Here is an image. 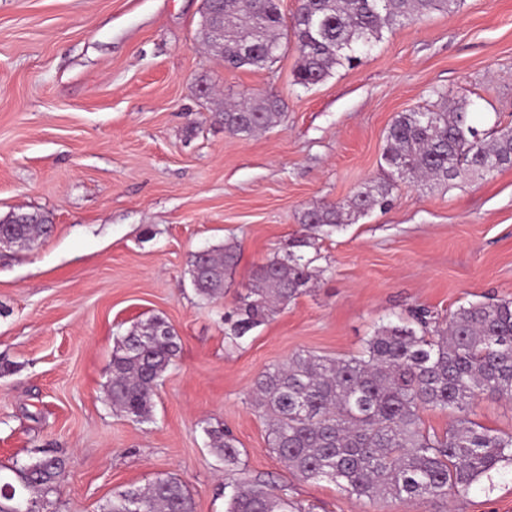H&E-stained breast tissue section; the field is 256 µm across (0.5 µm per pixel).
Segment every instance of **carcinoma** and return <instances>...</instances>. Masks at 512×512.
<instances>
[{
    "mask_svg": "<svg viewBox=\"0 0 512 512\" xmlns=\"http://www.w3.org/2000/svg\"><path fill=\"white\" fill-rule=\"evenodd\" d=\"M464 0H299L291 30L300 62L296 83L308 87L371 48L383 31L412 24L433 13H454ZM224 21V63L231 70L262 69L288 47L282 32L281 0H212ZM438 110L399 114L387 133L383 159L392 172L413 182L448 185L467 174L482 178L512 168V126L479 136L466 101L435 91ZM224 129L250 138L278 123V99H253L224 109ZM390 186L358 192L351 212L363 215L387 203ZM345 225L343 207L323 205L305 212L302 227ZM48 216L12 212L0 218V231L29 246L48 234ZM313 243L303 234L290 251L256 267L235 309L224 315L225 338L236 345L265 323L277 307L304 292L312 280L313 259L295 252ZM232 245L195 253L191 284L197 296H224L226 274L237 265ZM380 325L360 353L332 359L296 353L288 362L262 371L254 383V405L268 418L269 448L305 480L338 484L359 499H446L465 495L483 478L512 463V435L490 433L459 419L443 434L421 427L425 408L466 410L486 394L512 401V300L458 306L448 324L426 337V315ZM180 339L163 319L134 325L116 342L107 399L119 414L138 423L152 418L158 382L173 364ZM213 452L227 466L239 463L235 439L224 428H206ZM64 461L45 454L0 474L14 495L0 494V512H13L15 496L47 512L58 492ZM100 512H194L188 487L174 476L156 478L106 501ZM226 512H295V506L264 482L235 488Z\"/></svg>",
    "mask_w": 512,
    "mask_h": 512,
    "instance_id": "carcinoma-1",
    "label": "carcinoma"
}]
</instances>
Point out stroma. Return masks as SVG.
Masks as SVG:
<instances>
[{
	"mask_svg": "<svg viewBox=\"0 0 512 512\" xmlns=\"http://www.w3.org/2000/svg\"><path fill=\"white\" fill-rule=\"evenodd\" d=\"M201 0H0V217L47 215L38 245L0 251V466L43 452L66 461L52 512H99L121 491L172 475L195 512H225L230 489L262 480L303 512H512V472L438 502L349 497L292 473L252 403L265 368L310 351L359 355L410 307L444 327L456 308L512 299V168L425 188L382 160L402 112L466 98L482 132L512 122V0H465L384 32L323 82H295L296 47L263 70H228L202 48ZM276 96L284 117L244 139L226 104ZM389 183V204L315 232L310 288L230 346L224 314L252 272L302 232L309 209ZM230 244L223 298L195 294L189 263ZM168 322L180 352L153 419L117 415L112 352L133 324ZM468 416L512 434V402ZM224 425L225 466L206 427ZM204 432L209 438V446L224 460L225 465H238L240 451L234 444L235 439L230 434L224 433V427L206 428Z\"/></svg>",
	"mask_w": 512,
	"mask_h": 512,
	"instance_id": "35a3bbf8",
	"label": "stroma"
}]
</instances>
